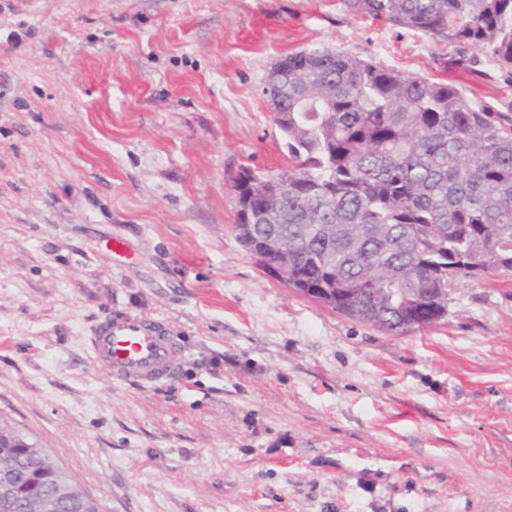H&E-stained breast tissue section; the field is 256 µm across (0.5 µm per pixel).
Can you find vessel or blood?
<instances>
[{"mask_svg":"<svg viewBox=\"0 0 512 512\" xmlns=\"http://www.w3.org/2000/svg\"><path fill=\"white\" fill-rule=\"evenodd\" d=\"M90 353L113 380L151 385L178 372L182 347L168 321L122 312L95 326Z\"/></svg>","mask_w":512,"mask_h":512,"instance_id":"vessel-or-blood-1","label":"vessel or blood"}]
</instances>
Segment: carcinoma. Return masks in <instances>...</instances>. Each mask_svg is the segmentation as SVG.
Returning <instances> with one entry per match:
<instances>
[{
  "mask_svg": "<svg viewBox=\"0 0 512 512\" xmlns=\"http://www.w3.org/2000/svg\"><path fill=\"white\" fill-rule=\"evenodd\" d=\"M347 10L471 48L512 70V0H343ZM288 147L277 183L235 184L232 229L278 230L294 290L400 335L438 322L461 276L512 275V113L461 86L402 75L326 45L267 73ZM99 512L42 448L0 439V512Z\"/></svg>",
  "mask_w": 512,
  "mask_h": 512,
  "instance_id": "carcinoma-1",
  "label": "carcinoma"
}]
</instances>
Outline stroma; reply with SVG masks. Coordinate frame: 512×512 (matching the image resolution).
<instances>
[{
  "label": "stroma",
  "mask_w": 512,
  "mask_h": 512,
  "mask_svg": "<svg viewBox=\"0 0 512 512\" xmlns=\"http://www.w3.org/2000/svg\"><path fill=\"white\" fill-rule=\"evenodd\" d=\"M318 44L512 107L482 55L440 70L342 0H0V422L99 512H512V276L392 336L232 230L237 174L288 166L268 70ZM118 312L172 324L176 378L91 359Z\"/></svg>",
  "instance_id": "1"
}]
</instances>
